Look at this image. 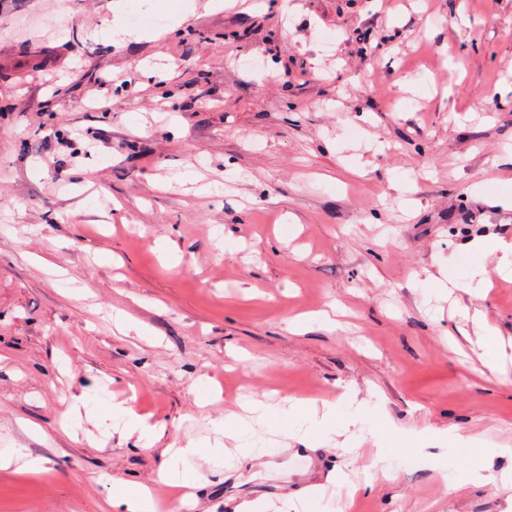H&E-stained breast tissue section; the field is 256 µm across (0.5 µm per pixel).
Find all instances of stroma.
Listing matches in <instances>:
<instances>
[{
  "label": "stroma",
  "instance_id": "stroma-1",
  "mask_svg": "<svg viewBox=\"0 0 512 512\" xmlns=\"http://www.w3.org/2000/svg\"><path fill=\"white\" fill-rule=\"evenodd\" d=\"M223 2L0 0V450L46 467L0 469V512H117L107 476L154 484L242 392L348 389L368 403L356 449L314 437L205 471L169 512L329 493L338 474L359 487L341 512H512L511 487L468 478L483 441L512 448V359L489 365L461 314L512 341V279L490 259L481 297L426 282L463 275L473 240L512 244V0ZM329 304L336 325L288 330ZM80 392L161 437L66 432ZM382 424L386 477L365 467ZM22 460L23 469L31 473H41L45 470L44 461L40 457H32L21 451L20 448H11L0 452V466L8 467L14 461Z\"/></svg>",
  "mask_w": 512,
  "mask_h": 512
}]
</instances>
